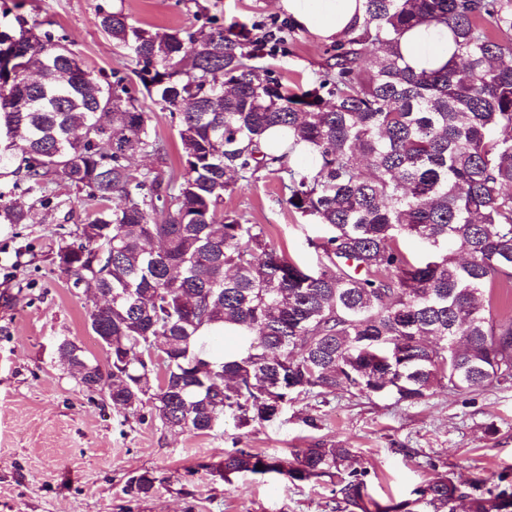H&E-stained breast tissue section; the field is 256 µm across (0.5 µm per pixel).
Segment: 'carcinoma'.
Instances as JSON below:
<instances>
[{"label":"carcinoma","mask_w":512,"mask_h":512,"mask_svg":"<svg viewBox=\"0 0 512 512\" xmlns=\"http://www.w3.org/2000/svg\"><path fill=\"white\" fill-rule=\"evenodd\" d=\"M98 25L134 65L153 103L178 120L180 168L167 169L150 113L125 77L101 81L72 42L39 25L0 23V168L14 167L41 206L65 181L96 209L81 238L60 233L55 262L73 287L97 292L91 330L112 353L104 372L74 341L59 361L77 384L169 428L208 433L272 422L299 398L390 396L419 404L512 387V319L492 315L493 290L512 281V0H363V21L333 45L318 86L300 94L250 60L265 42L213 22L159 35L121 11ZM447 28L458 64L419 71L401 36ZM286 136L263 149L269 129ZM307 153L316 165L294 168ZM150 155L159 167L137 171ZM265 171L288 179L285 202L325 235L300 266L270 247L259 224L219 210L224 193ZM27 214L0 198V224ZM429 250L411 261L399 240ZM245 329L220 363L205 359L216 325ZM352 451L314 442L288 457L238 449L224 479L277 473L337 476L336 508L360 512H512V490L462 491L450 476L411 501L380 505L363 474L342 476ZM262 469H257V465ZM156 478L132 476L147 495Z\"/></svg>","instance_id":"cac0c4a2"}]
</instances>
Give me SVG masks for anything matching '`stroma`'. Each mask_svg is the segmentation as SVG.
Returning a JSON list of instances; mask_svg holds the SVG:
<instances>
[{
	"label": "stroma",
	"mask_w": 512,
	"mask_h": 512,
	"mask_svg": "<svg viewBox=\"0 0 512 512\" xmlns=\"http://www.w3.org/2000/svg\"><path fill=\"white\" fill-rule=\"evenodd\" d=\"M102 7L159 34L193 31L210 19L243 24L268 40L259 66L294 88L314 87L328 59L326 43L292 25L274 0H0L7 23L41 21L73 40L94 75L124 76L174 167L177 122L151 102L130 61L98 27ZM13 182L0 175V192L28 220L0 224V512H336L335 479L294 484L276 473L222 474L225 452L284 457L314 440L351 449L352 469L363 472L369 496L381 504L411 499L419 486L449 474L512 487V388L467 396L441 389L413 407L340 391L324 403H289L262 426L241 429L229 420L205 435L167 428L150 410L133 414L105 393L83 391L59 363L58 342L70 339L101 362L106 354L88 321L91 300L71 288L54 257L60 227L83 223L93 205L62 182L44 209ZM285 198L279 177L262 172L225 193L222 209L262 225L270 246L315 267L308 242L325 229ZM312 415L318 428L307 424ZM143 471L157 479L146 496L128 487Z\"/></svg>",
	"instance_id": "obj_1"
}]
</instances>
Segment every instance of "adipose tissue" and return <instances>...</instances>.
Wrapping results in <instances>:
<instances>
[{"mask_svg": "<svg viewBox=\"0 0 512 512\" xmlns=\"http://www.w3.org/2000/svg\"><path fill=\"white\" fill-rule=\"evenodd\" d=\"M299 26L324 42L339 39L349 26L362 21V0H275ZM406 63L415 69L439 68L453 64L454 45L447 29L418 26L400 40Z\"/></svg>", "mask_w": 512, "mask_h": 512, "instance_id": "ef3b65f1", "label": "adipose tissue"}]
</instances>
